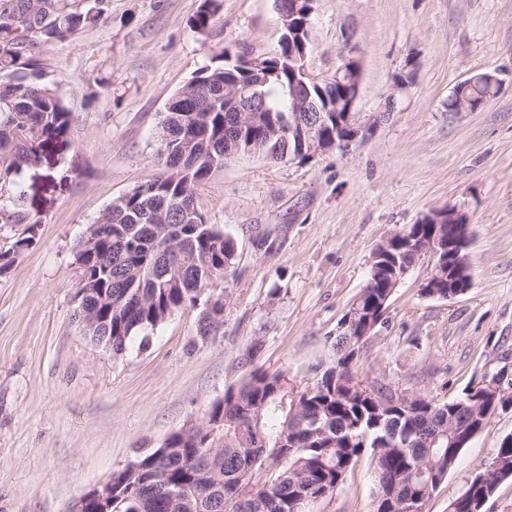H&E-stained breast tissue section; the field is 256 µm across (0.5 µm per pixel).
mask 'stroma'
Masks as SVG:
<instances>
[{"label":"stroma","mask_w":512,"mask_h":512,"mask_svg":"<svg viewBox=\"0 0 512 512\" xmlns=\"http://www.w3.org/2000/svg\"><path fill=\"white\" fill-rule=\"evenodd\" d=\"M108 0L100 21L35 57L73 121L20 176L39 237L0 277V512H67L137 449L159 447L253 372L305 384L332 356L338 321L363 288L373 251L433 209L470 218L472 288L421 295L427 263L395 289L356 369L451 400L486 376L512 378V0H316L310 73L355 57L354 110L369 132L310 162L253 155L197 187L207 223L238 248L224 284V327L201 340L188 308L113 355L74 319L76 247L101 213L151 175L170 100L220 53L278 47L276 0ZM497 75V97L452 112L461 81ZM512 434L494 415L427 505L448 512L470 474ZM361 457L308 512H374Z\"/></svg>","instance_id":"35a3bbf8"}]
</instances>
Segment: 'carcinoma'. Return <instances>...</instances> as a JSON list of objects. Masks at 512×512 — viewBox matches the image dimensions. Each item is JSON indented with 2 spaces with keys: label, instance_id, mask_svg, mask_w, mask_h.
Returning <instances> with one entry per match:
<instances>
[{
  "label": "carcinoma",
  "instance_id": "carcinoma-1",
  "mask_svg": "<svg viewBox=\"0 0 512 512\" xmlns=\"http://www.w3.org/2000/svg\"><path fill=\"white\" fill-rule=\"evenodd\" d=\"M49 16L30 31L22 8ZM219 0H202L192 27L206 30ZM106 0H0V224L23 231L0 250V276L10 273L37 240L39 221L24 209L19 181L46 144L62 139L71 112L26 55L33 39H66L96 23ZM261 77V96L237 127L224 111V85ZM293 72L276 55L243 67L219 55L169 103L161 124L158 168L117 198L78 245L80 269L74 318L94 343L118 356L129 339L187 308H199L196 332L205 338L224 326V289L237 245L206 222L195 189L212 169L237 156L280 161L296 156L295 138L279 125L288 112ZM469 105H485L496 86H456ZM453 224H408L378 246L369 268L376 287L363 288L348 308L379 324L392 297L395 274L415 261L410 243L448 242ZM429 299H448V264L432 268ZM350 342L336 332L334 358L314 380L294 386L282 373H254L215 401L186 434L134 456L112 472V512H306L333 493L365 453L376 471V502L389 512L426 505L469 440L505 410L503 395L484 384L450 401L419 392L397 394L389 384L358 379L343 357ZM470 476L449 512H482L497 485L512 478V444L503 440L491 460Z\"/></svg>",
  "mask_w": 512,
  "mask_h": 512
}]
</instances>
